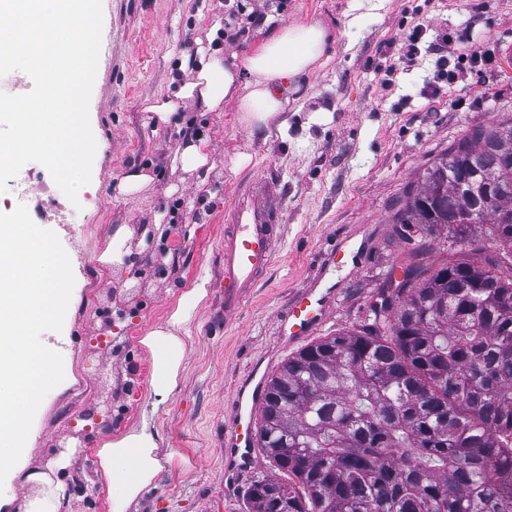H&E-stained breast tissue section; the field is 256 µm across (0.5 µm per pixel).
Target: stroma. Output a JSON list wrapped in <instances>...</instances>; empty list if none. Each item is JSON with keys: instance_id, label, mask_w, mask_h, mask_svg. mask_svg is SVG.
Instances as JSON below:
<instances>
[{"instance_id": "obj_1", "label": "stroma", "mask_w": 512, "mask_h": 512, "mask_svg": "<svg viewBox=\"0 0 512 512\" xmlns=\"http://www.w3.org/2000/svg\"><path fill=\"white\" fill-rule=\"evenodd\" d=\"M103 29L89 119L97 149L91 181L70 201L44 166L27 163L9 180L5 211L25 204L34 222L64 236L75 279L62 331L43 343L63 357L64 382L38 409L28 436L27 464L0 489V512H23L36 491L31 473L58 461L56 481L83 479L66 512H110L108 485L96 452L149 425L172 459L136 512H250L249 490L276 473L267 459L253 472L225 477L224 433L239 385L262 360L292 355L279 322L307 289L329 288L319 336L360 324L376 287L415 240L392 236V206L416 183L426 162L478 125L512 116V0H102ZM237 40L214 34V23L248 26ZM328 25L336 33L329 60L307 86L289 94L287 125L271 136L253 132L229 99L218 112L179 107L155 123L146 98L166 97L183 73V54L255 49L283 24ZM420 30L414 66L401 64L406 38ZM452 34L455 55L480 52L488 64L439 78L432 49ZM435 83L425 99L420 91ZM205 140L210 171L172 167L187 136ZM152 177L139 194L117 184L131 168ZM279 178L283 226L273 265L232 318L224 316L217 282L224 273V212L233 190L252 179ZM131 233L121 263L99 255L118 227ZM345 242L347 255L336 253ZM208 297L188 322L190 348L177 387L154 393L152 360L142 345L194 285ZM124 337L105 349L102 338ZM112 405L109 430L86 415Z\"/></svg>"}]
</instances>
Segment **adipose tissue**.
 <instances>
[{
  "instance_id": "1",
  "label": "adipose tissue",
  "mask_w": 512,
  "mask_h": 512,
  "mask_svg": "<svg viewBox=\"0 0 512 512\" xmlns=\"http://www.w3.org/2000/svg\"><path fill=\"white\" fill-rule=\"evenodd\" d=\"M333 41L331 29L321 23L285 24L256 49L233 61H225L217 48L201 53L199 59H184L183 65L191 73L189 80L173 97L148 99L146 109L165 122L184 102L193 101L205 111L215 112L233 97L242 122L254 128L269 127L288 105L280 86L307 79L321 66ZM206 296L205 288L190 289L165 322L143 336L141 343L152 357L155 393L166 395L176 388L187 355L185 325L191 310ZM98 460L100 473L109 483L111 512H132L170 457L162 453L157 433L144 425L120 439L103 442Z\"/></svg>"
}]
</instances>
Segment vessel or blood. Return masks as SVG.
I'll return each mask as SVG.
<instances>
[{
    "instance_id": "1",
    "label": "vessel or blood",
    "mask_w": 512,
    "mask_h": 512,
    "mask_svg": "<svg viewBox=\"0 0 512 512\" xmlns=\"http://www.w3.org/2000/svg\"><path fill=\"white\" fill-rule=\"evenodd\" d=\"M278 184L259 180L235 197L224 228V311L232 313L248 298L256 279L274 259L279 223ZM325 315L324 297L314 288L281 321L282 339H307ZM265 399L264 377L253 374L237 391L230 433L224 437V471L240 475L257 465L255 416Z\"/></svg>"
}]
</instances>
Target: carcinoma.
Here are the masks:
<instances>
[{
    "label": "carcinoma",
    "mask_w": 512,
    "mask_h": 512,
    "mask_svg": "<svg viewBox=\"0 0 512 512\" xmlns=\"http://www.w3.org/2000/svg\"><path fill=\"white\" fill-rule=\"evenodd\" d=\"M391 223L419 238L402 279L266 381L283 477L252 512H512V119L430 160Z\"/></svg>",
    "instance_id": "carcinoma-1"
}]
</instances>
